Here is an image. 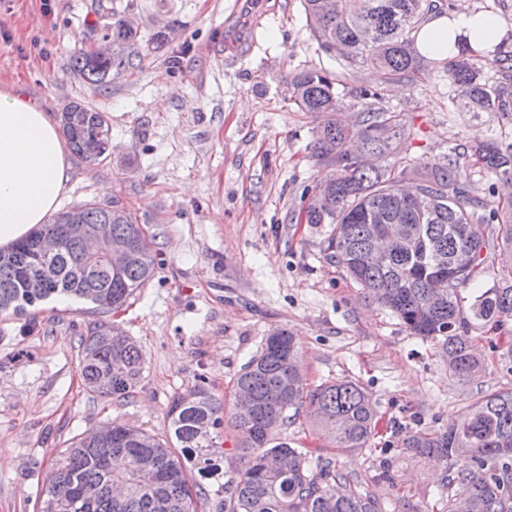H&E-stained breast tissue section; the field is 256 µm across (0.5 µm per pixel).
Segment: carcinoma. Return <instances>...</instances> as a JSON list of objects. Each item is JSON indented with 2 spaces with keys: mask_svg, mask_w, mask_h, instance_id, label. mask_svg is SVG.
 Wrapping results in <instances>:
<instances>
[{
  "mask_svg": "<svg viewBox=\"0 0 512 512\" xmlns=\"http://www.w3.org/2000/svg\"><path fill=\"white\" fill-rule=\"evenodd\" d=\"M313 38L342 67L374 69L385 84L411 83L423 66L414 33L437 0H303ZM137 30L131 21L112 23V54L76 55L75 71L94 84L129 64L125 46ZM445 77L454 88V112H498L512 125V52L489 51L460 37ZM340 76L323 68L296 73L291 99L320 122L311 158L332 166L305 214L308 224H331L330 258L374 299L397 314L407 329L424 339H440L448 372L471 379L479 363L467 336L469 319L497 324L512 317V198L494 204L473 193L474 177L512 184V136L476 133L466 145L448 149L444 163L404 164L406 118L375 107L379 93L364 89L351 96L339 91ZM358 108L359 120L347 126L336 113ZM72 151L95 162L107 157L106 116L81 103L61 116ZM366 154L392 157L385 168L361 162ZM82 223L105 224L114 238L128 242L126 263L114 268L101 258L87 269L82 241L69 234L65 210L7 251H0V315L29 317L52 300H78L105 312L123 308L154 276L157 252L145 225L117 199L80 205ZM411 226L408 236L385 243L376 265L365 253L386 225ZM54 236L61 248L41 253V239ZM493 284L474 295L464 316L461 292L483 274ZM39 278L42 292L32 295L27 281ZM298 347L286 328L264 337L260 350L233 383L230 418L239 435L242 468L224 470V449L214 433L224 427L226 410L201 381L172 400L167 430L158 436L113 424L104 437L79 438L51 465L42 491L41 512H380L377 499L355 488L340 490L347 477L322 448H294L279 431L300 410L334 447L363 449L376 435L378 414L368 393L341 379L310 388L295 368ZM79 369L88 392L128 399L145 369L142 348L114 323H92L79 342ZM403 451L451 460L442 487L447 512H512V391L494 392L470 412L448 423L444 432L415 433ZM95 487L90 502L80 491Z\"/></svg>",
  "mask_w": 512,
  "mask_h": 512,
  "instance_id": "obj_1",
  "label": "carcinoma"
}]
</instances>
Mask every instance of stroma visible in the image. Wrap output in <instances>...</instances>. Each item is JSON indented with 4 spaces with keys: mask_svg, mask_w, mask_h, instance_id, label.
<instances>
[{
    "mask_svg": "<svg viewBox=\"0 0 512 512\" xmlns=\"http://www.w3.org/2000/svg\"><path fill=\"white\" fill-rule=\"evenodd\" d=\"M121 18L138 31L131 64L90 83L72 59ZM319 67L341 71L312 38L301 0H0V87L19 86L50 112L79 102L108 119V156L71 155L61 209L119 200L158 253L153 279L113 315L146 358L127 400L92 396L81 381L80 334L102 311L58 303L32 332L0 317V512H39L53 459L91 429L119 421L163 432L173 397L198 379L231 405L234 377L279 327L295 336L310 386L355 381L377 409L371 447L336 450L337 470L383 512H445V463L399 446L512 390V318L471 321L483 370L459 380L438 341L412 334L330 259L331 227L306 223L305 209L331 170L311 159L318 120L286 83ZM441 68L427 60L411 85L382 86L367 67L343 71V82L404 112L409 156L439 164L473 133L504 129L495 112L449 111Z\"/></svg>",
    "mask_w": 512,
    "mask_h": 512,
    "instance_id": "1",
    "label": "stroma"
}]
</instances>
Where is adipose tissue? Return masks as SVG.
Listing matches in <instances>:
<instances>
[{"label":"adipose tissue","instance_id":"ef3b65f1","mask_svg":"<svg viewBox=\"0 0 512 512\" xmlns=\"http://www.w3.org/2000/svg\"><path fill=\"white\" fill-rule=\"evenodd\" d=\"M496 48L505 30L490 11L433 14L416 34L427 55L443 61L457 35ZM71 177L65 142L52 113L21 89L0 90V248L9 249L46 224L57 211Z\"/></svg>","mask_w":512,"mask_h":512}]
</instances>
